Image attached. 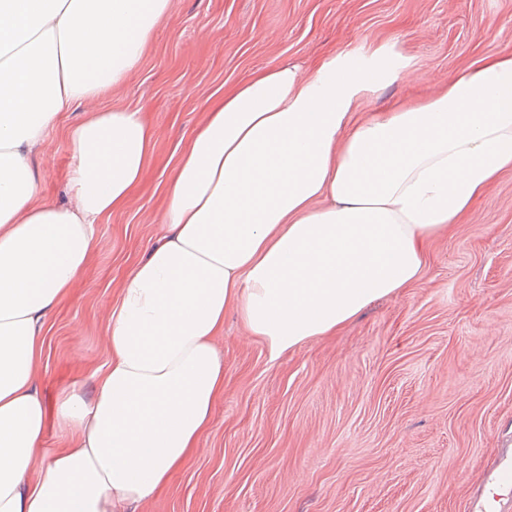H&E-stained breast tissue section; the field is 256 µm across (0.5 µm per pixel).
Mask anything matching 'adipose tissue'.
<instances>
[{
  "label": "adipose tissue",
  "mask_w": 512,
  "mask_h": 512,
  "mask_svg": "<svg viewBox=\"0 0 512 512\" xmlns=\"http://www.w3.org/2000/svg\"><path fill=\"white\" fill-rule=\"evenodd\" d=\"M170 11L0 0V512H142L212 422L227 313L273 361L334 334L416 283L430 242L512 169V56L366 114L362 100L418 77L414 57L381 46L310 77L288 62L259 71L182 141L163 233L110 308L91 395L49 402L37 387L48 314L154 151L112 90ZM76 108L67 191L49 202L31 161Z\"/></svg>",
  "instance_id": "adipose-tissue-1"
}]
</instances>
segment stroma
I'll return each mask as SVG.
<instances>
[{"mask_svg":"<svg viewBox=\"0 0 512 512\" xmlns=\"http://www.w3.org/2000/svg\"><path fill=\"white\" fill-rule=\"evenodd\" d=\"M142 66L112 93L154 132V156L65 301L48 317L38 380L50 400L90 390L106 360L105 314L162 233L178 143L256 69L310 76L381 44L431 82L479 57L512 55V0H172ZM64 113L37 165L62 198ZM224 394L193 458L147 512H473L471 495L512 446V170L435 240L421 279L336 335L270 361L224 318Z\"/></svg>","mask_w":512,"mask_h":512,"instance_id":"obj_1","label":"stroma"}]
</instances>
